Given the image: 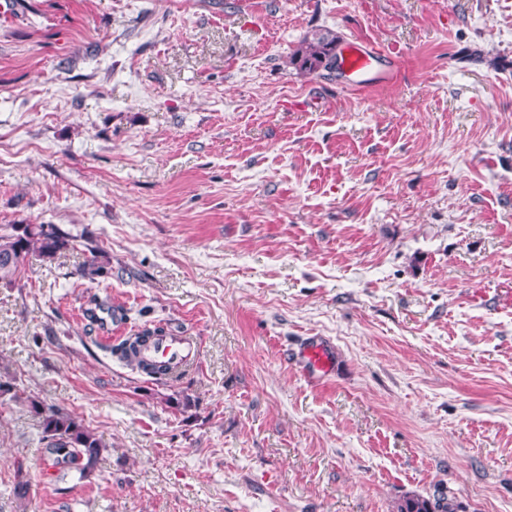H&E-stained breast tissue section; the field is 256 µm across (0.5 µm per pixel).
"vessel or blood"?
Returning <instances> with one entry per match:
<instances>
[{
  "instance_id": "obj_1",
  "label": "vessel or blood",
  "mask_w": 512,
  "mask_h": 512,
  "mask_svg": "<svg viewBox=\"0 0 512 512\" xmlns=\"http://www.w3.org/2000/svg\"><path fill=\"white\" fill-rule=\"evenodd\" d=\"M339 68L343 85L360 90L370 85L388 82L395 71V59L387 57L377 45L364 40L346 43L339 51ZM146 359L168 364L174 373H182L198 358V347L188 336H161L143 350Z\"/></svg>"
}]
</instances>
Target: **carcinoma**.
I'll use <instances>...</instances> for the list:
<instances>
[{"label":"carcinoma","mask_w":512,"mask_h":512,"mask_svg":"<svg viewBox=\"0 0 512 512\" xmlns=\"http://www.w3.org/2000/svg\"><path fill=\"white\" fill-rule=\"evenodd\" d=\"M339 38L327 31L316 33L310 40L302 42L293 52L295 64L309 73L336 70ZM70 236L54 224H10L0 232V283L11 285L26 267L31 254L53 258L67 248ZM91 257L81 269V275L93 279L104 272L98 261L99 249H89ZM163 329H145L112 348V353L125 360L147 375L160 380L170 376L164 364L143 363L135 360L137 347L159 335ZM31 407L42 417L43 440L46 451L57 464L86 476L97 464L103 447L98 438L81 422L60 409L44 411L42 404L31 401ZM459 504L441 495L432 500L412 495L405 497L397 507V512H457Z\"/></svg>","instance_id":"carcinoma-1"}]
</instances>
